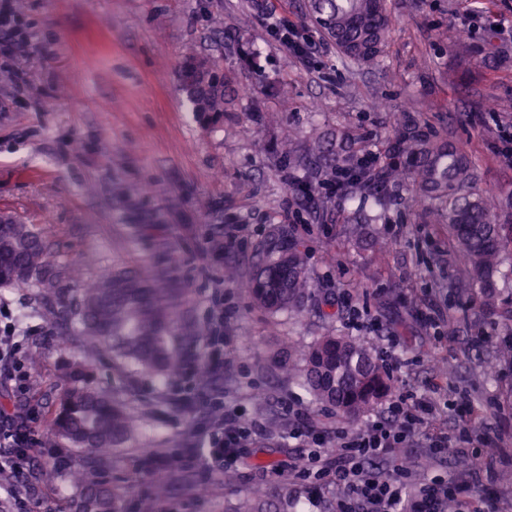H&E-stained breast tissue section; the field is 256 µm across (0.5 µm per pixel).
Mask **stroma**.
<instances>
[{
	"mask_svg": "<svg viewBox=\"0 0 512 512\" xmlns=\"http://www.w3.org/2000/svg\"><path fill=\"white\" fill-rule=\"evenodd\" d=\"M307 2L263 0L258 9L252 0H15L30 42L0 57V213L36 225L50 260L89 277L170 266L190 290L185 310L202 335L210 333L212 299H223L224 367L207 389L266 430L249 438L235 487L215 475L203 499L196 467L165 472L172 490L158 512H226L259 485L287 489V512H329L333 488L314 492L274 475L297 453L280 434L293 406L324 431L354 426L278 365L289 346L310 345L330 327L318 314L328 297L338 333L391 349L392 389L413 401L443 384L448 408L415 432L410 459L444 476L464 469L462 449L487 450L486 470L468 481L487 512H512V490L497 479L512 469V367L492 381L482 373L512 338V322L491 325L472 301L449 294L460 271L448 237L417 223L409 190L393 198L384 220L348 236V205L326 196L335 165L311 168L315 198L302 199L287 181L299 171L297 157L279 146L320 137L332 150L340 129L379 144L408 112L469 156L482 190L512 195V163L500 154L512 112L497 109L512 100V0H387L393 24L381 69L342 57L313 24ZM271 17L310 36L309 63L269 35ZM189 53L236 74L235 100L221 122L193 112L180 87ZM381 238L388 251H378ZM289 240L302 246L310 297L299 314L272 315L252 306L224 270L249 272L258 251ZM27 296L0 288V327L14 324L25 352L39 354L25 387L0 376V410L33 417L47 433L71 385L69 365L83 363L85 386L120 391L143 421L141 435L102 466L117 512H137L154 481L142 451L177 453L190 416L172 398L195 382L123 367L105 348L86 357L76 339L26 308ZM436 311L442 320L430 322ZM449 317L457 321L452 335ZM355 319L362 331L352 329ZM440 433L450 447L435 457L428 437ZM22 493L29 512H69L77 489L69 470L42 458Z\"/></svg>",
	"mask_w": 512,
	"mask_h": 512,
	"instance_id": "stroma-1",
	"label": "stroma"
}]
</instances>
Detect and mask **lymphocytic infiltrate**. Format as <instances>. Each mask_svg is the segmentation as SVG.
<instances>
[{"mask_svg": "<svg viewBox=\"0 0 512 512\" xmlns=\"http://www.w3.org/2000/svg\"><path fill=\"white\" fill-rule=\"evenodd\" d=\"M177 402L186 410L206 405L222 413L221 418L194 426L184 439V460L212 473L231 469L248 438L263 430L259 421L245 423L226 411L217 395L187 394ZM439 410L435 396L410 403L397 394L387 416L366 420L357 432L340 428L332 435L310 425L306 413H296L289 435L301 441L303 450L289 464L288 478L332 477L334 512H485L481 498L461 485L457 476L427 477L397 455L418 426ZM49 454L32 426L0 415V473L23 477L35 457Z\"/></svg>", "mask_w": 512, "mask_h": 512, "instance_id": "obj_1", "label": "lymphocytic infiltrate"}]
</instances>
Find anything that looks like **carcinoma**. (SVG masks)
Returning <instances> with one entry per match:
<instances>
[{"label": "carcinoma", "instance_id": "1", "mask_svg": "<svg viewBox=\"0 0 512 512\" xmlns=\"http://www.w3.org/2000/svg\"><path fill=\"white\" fill-rule=\"evenodd\" d=\"M315 22L336 45L341 55L363 67H376L384 57L391 29L385 0H310ZM236 76L212 63L205 80L188 88L193 111L219 116ZM350 133L336 144V168L353 174L339 197L355 204L346 216L350 234L360 233L359 217L367 207L377 208L411 180L421 224H438L448 231L455 253L467 276L448 281V289L476 300L494 311L501 300L498 278L504 276V252L512 244V214L499 200L475 186L472 162L465 152L432 133L418 119L401 117L393 139L384 149V162L372 169H354ZM76 277L69 265L48 260L43 236L32 224H0V286L27 288L33 292L35 312L51 324L84 341L92 354L105 343L124 363L140 370L176 377L183 370L182 350L194 345L201 334L184 316L188 289L166 272L114 270L82 284L77 303L67 299L64 283ZM244 291L251 301L277 314L300 313L310 294L297 245L279 250L267 248L258 255ZM320 403L355 419L390 389V376L361 341L330 330L304 350L302 366L288 365ZM83 371H70L72 386L59 398L51 435L42 439L53 447L52 437L66 440L86 454L73 474L80 489L72 502L73 512H115L116 495L102 479L101 464L141 431L142 421L106 390L81 385ZM167 486L157 480L152 495L143 498L138 512H157ZM282 500L258 490L236 503L232 512H278Z\"/></svg>", "mask_w": 512, "mask_h": 512}]
</instances>
